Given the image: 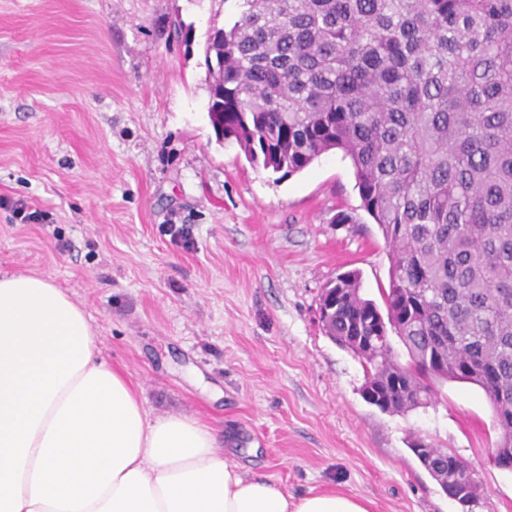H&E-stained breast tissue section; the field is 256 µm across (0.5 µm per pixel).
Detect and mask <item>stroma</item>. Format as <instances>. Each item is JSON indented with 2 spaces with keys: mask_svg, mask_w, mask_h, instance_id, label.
Masks as SVG:
<instances>
[{
  "mask_svg": "<svg viewBox=\"0 0 512 512\" xmlns=\"http://www.w3.org/2000/svg\"><path fill=\"white\" fill-rule=\"evenodd\" d=\"M232 13L224 0H0V274L67 291L150 416L201 417L247 475L371 512H512L482 389L448 381L433 406L381 411L360 360L323 331L326 284L355 270L381 300L390 248L341 151L281 179L217 140L204 51ZM176 19L190 43L171 36ZM18 199L41 223L14 219ZM416 437L472 467L470 510L420 464Z\"/></svg>",
  "mask_w": 512,
  "mask_h": 512,
  "instance_id": "35a3bbf8",
  "label": "stroma"
}]
</instances>
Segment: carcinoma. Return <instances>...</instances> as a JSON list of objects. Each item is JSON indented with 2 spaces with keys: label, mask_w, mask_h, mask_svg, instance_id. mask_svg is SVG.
Listing matches in <instances>:
<instances>
[{
  "label": "carcinoma",
  "mask_w": 512,
  "mask_h": 512,
  "mask_svg": "<svg viewBox=\"0 0 512 512\" xmlns=\"http://www.w3.org/2000/svg\"><path fill=\"white\" fill-rule=\"evenodd\" d=\"M233 2L204 54L215 133L284 178L341 151L391 247L387 316L357 272L327 284L368 403L425 408L456 381L512 416V0Z\"/></svg>",
  "instance_id": "obj_1"
}]
</instances>
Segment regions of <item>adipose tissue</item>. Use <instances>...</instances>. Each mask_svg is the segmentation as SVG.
<instances>
[{
  "label": "adipose tissue",
  "instance_id": "ef3b65f1",
  "mask_svg": "<svg viewBox=\"0 0 512 512\" xmlns=\"http://www.w3.org/2000/svg\"><path fill=\"white\" fill-rule=\"evenodd\" d=\"M100 343L50 279L0 275V512H370L247 477L199 418L149 417Z\"/></svg>",
  "mask_w": 512,
  "mask_h": 512
}]
</instances>
